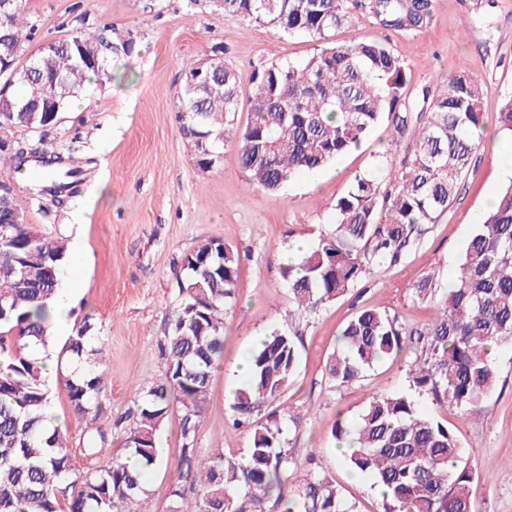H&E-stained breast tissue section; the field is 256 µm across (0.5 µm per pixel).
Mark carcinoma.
<instances>
[{"label": "carcinoma", "mask_w": 512, "mask_h": 512, "mask_svg": "<svg viewBox=\"0 0 512 512\" xmlns=\"http://www.w3.org/2000/svg\"><path fill=\"white\" fill-rule=\"evenodd\" d=\"M362 0H224V19H249L282 31L329 41L351 21ZM431 0H370L380 25L420 28ZM35 25L21 0H0V79L18 83L14 95L0 94V126L46 129L54 113L66 109L86 83L106 74L110 61L133 53L136 43L105 21L85 22L63 45L97 53V63L76 56L65 60L49 49L26 54ZM214 58L187 67L181 108L185 146L198 165L209 167L233 144L252 184L281 190L291 173H314L358 147L379 124L393 140H409L401 174L386 180L358 176L336 203L334 229L321 235L283 277L298 312H313L345 296L384 265H395L416 248L427 226L438 223L457 197L473 154L483 140L481 82L466 70L440 87L422 89L423 106L413 113L404 93L408 74L384 43L363 39L351 46H325L297 64L265 65L253 74L256 92L245 124L238 122L240 78ZM202 69L210 80L193 81ZM41 94L33 96L32 83ZM22 164L0 157V188L10 194L13 224L0 223V512H135L147 494L143 470L162 460L156 432L173 408L180 412L183 448L180 465L192 476L197 497L183 502L176 485L172 512H356V507L318 471L308 472L284 493L297 463L273 408L288 389L298 363L297 345L274 328L250 355L251 373L230 405L247 421L262 408L266 419L253 425L247 464L221 456L201 459L195 444L209 400L212 373L224 350V313L235 299L241 256L221 239H209L185 254L177 284L180 304L161 354L165 381L136 399L133 426L126 430V455H108L109 433L98 426L104 376L102 329L84 318L66 343L78 370L65 380L77 417L88 421L92 471L70 479V439L48 424L52 391L37 353L49 349L48 304L60 294L65 242L20 222L16 179L32 181L28 199L64 192L82 183L84 169L71 157ZM435 290V274L414 285L425 299ZM423 345L410 370L419 394L462 410L479 406L496 388L494 350L512 343V184L479 216L466 243L459 270L436 302L433 320L412 330ZM339 347L326 376L336 387L365 377L378 362L398 355L405 337L396 317L378 308L357 310L341 329ZM332 434L346 444L344 457L356 472L385 488L380 512H476L473 485L480 475L463 460V449L448 426L421 413L403 393L372 396L354 422L336 421ZM139 459L132 470L126 457Z\"/></svg>", "instance_id": "1"}]
</instances>
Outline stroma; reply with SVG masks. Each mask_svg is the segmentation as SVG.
<instances>
[{
    "label": "stroma",
    "instance_id": "stroma-1",
    "mask_svg": "<svg viewBox=\"0 0 512 512\" xmlns=\"http://www.w3.org/2000/svg\"><path fill=\"white\" fill-rule=\"evenodd\" d=\"M24 9L38 25L27 45L31 51L67 35L84 17L108 20L131 31L136 41L134 53L114 60L55 126L43 132L0 126V138L40 140L48 149L90 162L78 191L80 206L31 201L21 220L67 245L60 285L72 291L69 328L88 315L103 329L100 369L106 390L100 425L112 432L113 453L123 452L136 396L165 377L159 347L180 302L181 257L202 241L221 239L239 251L241 266L236 300L224 316V353L212 376L198 453L244 457L250 431L233 426L230 410L242 386L238 366L257 337L285 329L296 335L298 368L280 402L302 421L289 435L298 476L312 469L325 473L357 512H379L371 479L350 470L332 429L337 418L355 419L371 396L408 391L409 368L421 349L407 344L401 354L342 388L328 381L325 365L338 332L359 308L387 310L409 330L425 327L435 308L414 297V284L431 273L438 288H447L476 229V215L512 180V169L497 164L500 147L512 143L499 124L512 99V0H432L429 21L416 30L383 28L360 10L336 30L333 41L339 46L365 38L384 42L410 73L405 89L410 102L423 87L468 70L484 87V141L447 214L430 225L405 260L379 269L318 312L301 315L293 313L282 278L283 253L297 241L314 246L320 233L332 229L336 203L356 176L398 172L405 142H391L387 125H379L358 148L271 195L250 185L233 145L224 147L213 166L200 167L184 145L178 106L188 65L208 61L215 45L223 46L224 62L238 72L247 100L254 93L255 69L304 61L319 51L320 42L270 24L225 20L215 0H25ZM496 364L497 387L479 408L421 404L423 412L448 424L479 473L478 512H512V345L498 349ZM70 371L61 358L49 383L52 411L70 438L72 473L79 476L96 460L84 450L85 423L74 415L65 388ZM157 441L166 460L146 473L141 512H171L169 491L175 484L184 488L185 501L195 497L178 467V410L169 412Z\"/></svg>",
    "mask_w": 512,
    "mask_h": 512
}]
</instances>
